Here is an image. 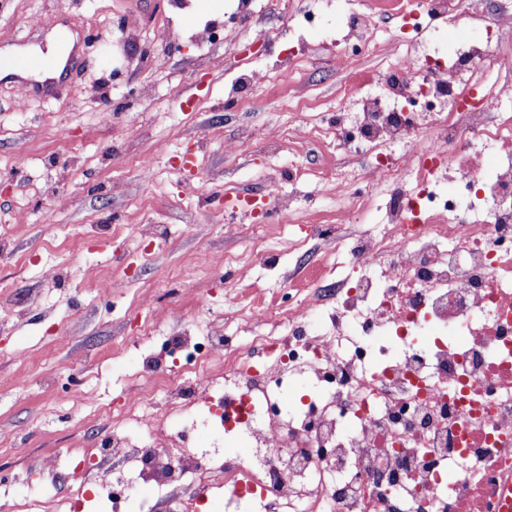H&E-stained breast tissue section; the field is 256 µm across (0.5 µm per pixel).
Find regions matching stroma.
I'll return each mask as SVG.
<instances>
[{
  "label": "stroma",
  "mask_w": 512,
  "mask_h": 512,
  "mask_svg": "<svg viewBox=\"0 0 512 512\" xmlns=\"http://www.w3.org/2000/svg\"><path fill=\"white\" fill-rule=\"evenodd\" d=\"M280 2L260 0L236 45L201 47L192 33L232 0H190L175 15L169 0H0L1 58L52 32L74 41L68 79L47 96L22 98L26 74L0 72V474L30 478L1 487L0 505L61 506L30 467L110 432L106 407L136 395L152 354L136 338L144 322L173 335L186 314L198 332L217 323L239 336L253 297L276 307L289 285L352 277L304 226L262 223L254 204L275 177L310 223H335L343 201L314 174L347 158L310 152L295 132L335 111L344 85L377 91L397 49L378 35L350 71L324 49L335 13L305 32ZM170 28L177 43L161 38ZM267 28L278 37L262 40ZM301 36L323 49L292 78L241 82L275 70Z\"/></svg>",
  "instance_id": "obj_1"
}]
</instances>
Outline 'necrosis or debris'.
Instances as JSON below:
<instances>
[{
	"label": "necrosis or debris",
	"instance_id": "obj_1",
	"mask_svg": "<svg viewBox=\"0 0 512 512\" xmlns=\"http://www.w3.org/2000/svg\"><path fill=\"white\" fill-rule=\"evenodd\" d=\"M405 17L407 56L383 69L378 94L344 89L355 111L309 134L357 158L336 183L349 214L386 198L377 232L310 227L323 246H345L355 277L316 282L280 313L277 334L255 308L250 336L218 326L195 342L171 337L191 382L153 378L139 406L117 410L105 445L140 483L204 493L219 472L227 507L249 495L259 512H512V77L481 81L505 66L512 0H418ZM440 19L475 39L427 52L423 23ZM343 23L336 58L354 66L374 52L377 23L363 12ZM446 173L456 187L441 195ZM160 392L188 416L204 402L244 433L246 457H201L194 425L144 413ZM99 467L86 448L66 471L74 512L94 472L124 512L129 484Z\"/></svg>",
	"mask_w": 512,
	"mask_h": 512
}]
</instances>
